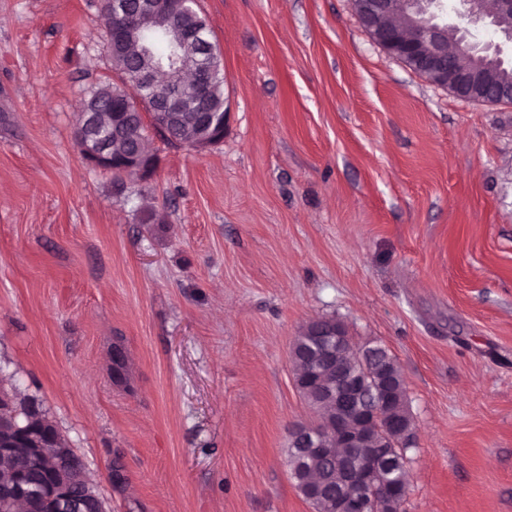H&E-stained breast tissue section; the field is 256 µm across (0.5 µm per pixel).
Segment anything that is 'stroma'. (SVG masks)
Here are the masks:
<instances>
[{
    "mask_svg": "<svg viewBox=\"0 0 512 512\" xmlns=\"http://www.w3.org/2000/svg\"><path fill=\"white\" fill-rule=\"evenodd\" d=\"M99 0H0V393L79 454L106 512H314L289 347L321 317L401 369V512H512V103L377 46L352 0H198L224 138L80 153L115 79Z\"/></svg>",
    "mask_w": 512,
    "mask_h": 512,
    "instance_id": "obj_1",
    "label": "stroma"
}]
</instances>
